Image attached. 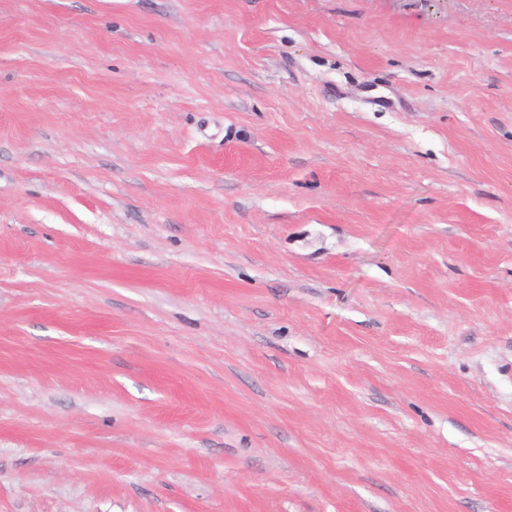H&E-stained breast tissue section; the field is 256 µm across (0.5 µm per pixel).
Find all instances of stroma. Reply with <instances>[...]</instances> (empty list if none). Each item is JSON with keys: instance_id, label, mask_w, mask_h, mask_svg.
<instances>
[{"instance_id": "stroma-1", "label": "stroma", "mask_w": 512, "mask_h": 512, "mask_svg": "<svg viewBox=\"0 0 512 512\" xmlns=\"http://www.w3.org/2000/svg\"><path fill=\"white\" fill-rule=\"evenodd\" d=\"M0 512H512V0H0Z\"/></svg>"}]
</instances>
